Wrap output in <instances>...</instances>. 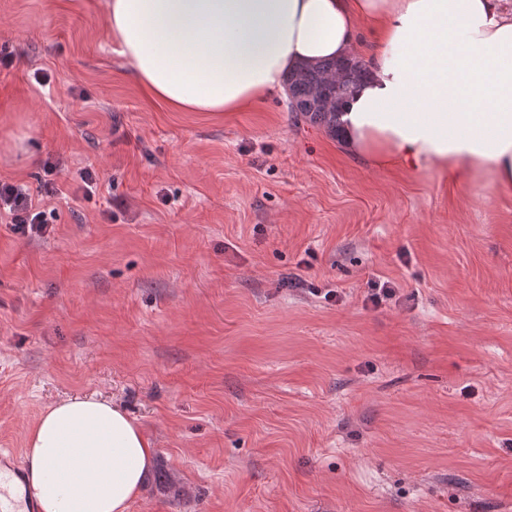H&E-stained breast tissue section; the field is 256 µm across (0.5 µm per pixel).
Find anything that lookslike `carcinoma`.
<instances>
[{"instance_id": "carcinoma-1", "label": "carcinoma", "mask_w": 512, "mask_h": 512, "mask_svg": "<svg viewBox=\"0 0 512 512\" xmlns=\"http://www.w3.org/2000/svg\"><path fill=\"white\" fill-rule=\"evenodd\" d=\"M365 73L364 64L356 58L328 60L288 73L286 86L295 119L302 118L338 135L339 103L347 98Z\"/></svg>"}]
</instances>
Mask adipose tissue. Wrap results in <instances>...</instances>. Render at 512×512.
<instances>
[{
    "label": "adipose tissue",
    "instance_id": "ef3b65f1",
    "mask_svg": "<svg viewBox=\"0 0 512 512\" xmlns=\"http://www.w3.org/2000/svg\"><path fill=\"white\" fill-rule=\"evenodd\" d=\"M106 17L147 95L179 112L238 110L300 64L363 54L349 154L512 195V0H106ZM26 457L39 512H128L155 453L113 400L78 395L44 411Z\"/></svg>",
    "mask_w": 512,
    "mask_h": 512
}]
</instances>
